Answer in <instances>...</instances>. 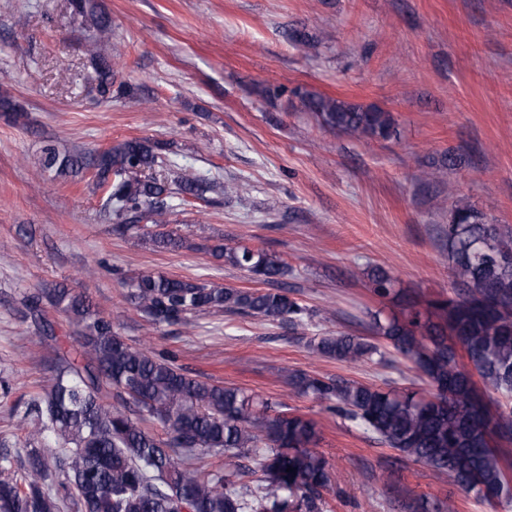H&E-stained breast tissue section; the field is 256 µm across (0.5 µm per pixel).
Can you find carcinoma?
<instances>
[{
  "instance_id": "cac0c4a2",
  "label": "carcinoma",
  "mask_w": 512,
  "mask_h": 512,
  "mask_svg": "<svg viewBox=\"0 0 512 512\" xmlns=\"http://www.w3.org/2000/svg\"><path fill=\"white\" fill-rule=\"evenodd\" d=\"M73 7L95 32L86 49L91 91L108 100L115 63L101 45L112 37V20L91 0H73ZM294 95L325 129L383 140L394 133L388 112L307 91ZM42 169L63 179L88 178L104 193L121 235L137 234L145 223L167 224L168 200L178 195L235 191L230 184L196 182L159 146L140 139L64 155L48 145ZM444 235L453 293L398 288L376 268L371 291L393 309L384 318L374 314V335L339 332L310 340L318 355L352 365L383 360L385 343L428 379L432 392L308 373L291 376L289 386L464 493L491 505L511 502L512 476L495 442L512 444V406L486 398L471 372L486 388L512 395V265L498 263L512 256V239L468 206L451 209ZM150 240L166 250L183 245L170 232H154ZM211 252L257 280H273L286 269L276 254L247 244H219ZM123 285L125 298L158 325L189 327L196 316L219 312L285 322L295 331L306 325L307 309L281 289L222 287L146 271ZM24 305L42 335L54 334L49 305L75 322L79 336L74 351L57 350L48 360L52 382L23 415L29 430L22 480L9 476L12 461L0 457V512H324L333 476L316 450L312 420L287 413L281 402L193 376L173 355L125 342L87 296L68 288L36 293ZM150 422L165 436L148 430ZM52 447L66 452L67 474L49 486ZM402 508L456 512L451 500H414Z\"/></svg>"
}]
</instances>
